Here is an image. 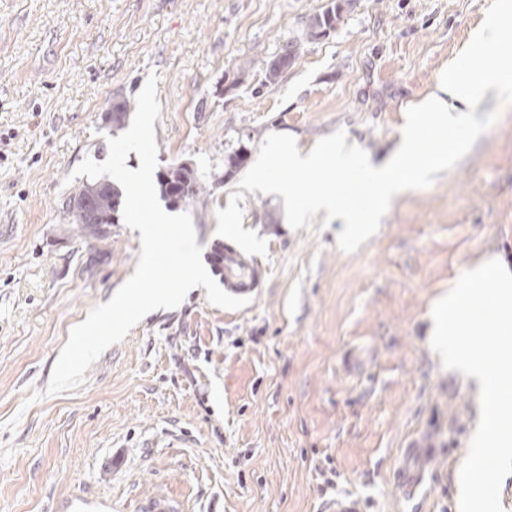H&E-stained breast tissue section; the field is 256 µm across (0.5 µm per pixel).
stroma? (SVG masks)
<instances>
[{
    "mask_svg": "<svg viewBox=\"0 0 512 512\" xmlns=\"http://www.w3.org/2000/svg\"><path fill=\"white\" fill-rule=\"evenodd\" d=\"M327 3L0 0V512H141L160 494L178 512H322L340 492L366 512H459L479 403L433 357L428 312L485 255L512 267V105L483 104L499 117L471 152L352 253L338 224L293 229L281 196L224 180V149L272 133L309 148L341 129L382 162L489 0H350L335 31L304 40ZM296 38L300 57L266 84ZM152 74L158 168H198V246L233 244L260 285L240 310L192 289L53 395L71 328L141 250L123 223L83 235L68 177L106 160L113 96L135 99ZM418 440L434 455L406 499L393 472Z\"/></svg>",
    "mask_w": 512,
    "mask_h": 512,
    "instance_id": "35a3bbf8",
    "label": "stroma"
}]
</instances>
